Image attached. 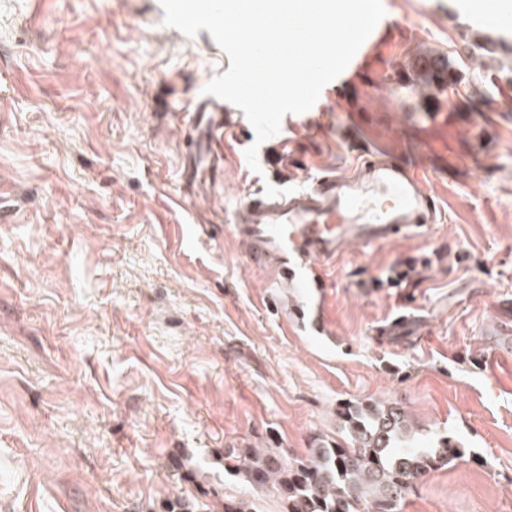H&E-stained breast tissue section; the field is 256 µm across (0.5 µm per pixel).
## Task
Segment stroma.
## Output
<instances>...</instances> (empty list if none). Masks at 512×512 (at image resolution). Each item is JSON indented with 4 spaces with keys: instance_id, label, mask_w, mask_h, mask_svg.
Here are the masks:
<instances>
[{
    "instance_id": "35a3bbf8",
    "label": "stroma",
    "mask_w": 512,
    "mask_h": 512,
    "mask_svg": "<svg viewBox=\"0 0 512 512\" xmlns=\"http://www.w3.org/2000/svg\"><path fill=\"white\" fill-rule=\"evenodd\" d=\"M476 0H383L362 69L286 115L297 151L224 106V167L190 185L203 88L230 67L159 0H0V512H285L228 448L305 455L345 402H401L431 471L402 512H512V30ZM452 61V91L420 80ZM380 145L439 222L290 288L233 232L256 190L350 174Z\"/></svg>"
}]
</instances>
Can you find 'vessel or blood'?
Listing matches in <instances>:
<instances>
[{"instance_id": "b4317fda", "label": "vessel or blood", "mask_w": 512, "mask_h": 512, "mask_svg": "<svg viewBox=\"0 0 512 512\" xmlns=\"http://www.w3.org/2000/svg\"><path fill=\"white\" fill-rule=\"evenodd\" d=\"M197 112L209 136V155L223 166L224 121L207 106ZM370 162L361 176L341 178L322 171L301 194L255 192L235 233L255 255L274 260L278 273L296 288H322L323 262L349 245H383L412 234L433 220L436 203L423 188L418 168L389 152L365 148Z\"/></svg>"}]
</instances>
